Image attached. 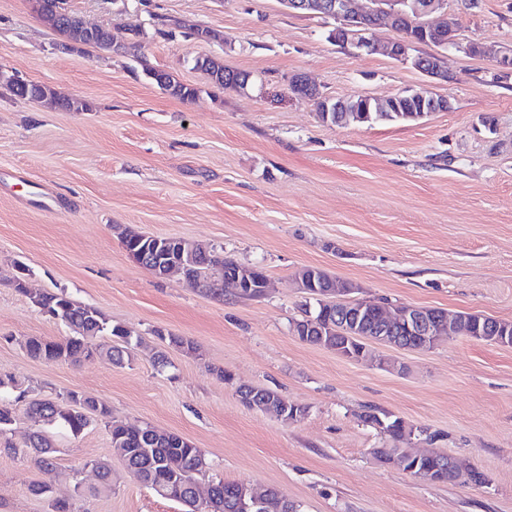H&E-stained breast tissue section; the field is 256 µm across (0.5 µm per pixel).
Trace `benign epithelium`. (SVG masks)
<instances>
[{"label": "benign epithelium", "instance_id": "1", "mask_svg": "<svg viewBox=\"0 0 512 512\" xmlns=\"http://www.w3.org/2000/svg\"><path fill=\"white\" fill-rule=\"evenodd\" d=\"M372 7L358 11L353 7V0H280V3L291 12H313L335 21L329 32V39L336 44L351 50L355 54L372 53L379 46L368 37L372 26L366 20H375V25L387 23L401 33V38L386 47L387 53L394 59L411 62L419 71L431 77H447L441 65H427L426 57L414 56L411 51L417 44H434L440 48H453L469 55H480L482 47L475 42H462L458 37V29L454 14L448 11V0H370ZM296 83L303 93H314L320 102L322 112H417L423 118L433 112L445 111L450 108L446 99H439L422 92H405L384 101L361 96L358 100H341L322 95L307 78H298ZM357 289L352 285L337 290V294L347 297L348 318L354 323L373 305L367 298L353 296ZM376 310L383 314L390 325L405 326L408 331L420 336V348L430 349L441 338H453L456 331L444 329L445 319H432L423 307L399 305L389 310L376 305ZM422 454H415L405 461V472L412 477L424 481L431 480V471L419 467ZM242 512H288L289 503L284 499L262 496L256 489L243 484L237 495Z\"/></svg>", "mask_w": 512, "mask_h": 512}]
</instances>
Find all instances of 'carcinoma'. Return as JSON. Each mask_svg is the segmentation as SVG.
<instances>
[{
  "label": "carcinoma",
  "instance_id": "cac0c4a2",
  "mask_svg": "<svg viewBox=\"0 0 512 512\" xmlns=\"http://www.w3.org/2000/svg\"><path fill=\"white\" fill-rule=\"evenodd\" d=\"M38 15L53 30L66 34L73 39L78 38L77 32L71 27L78 23V15L71 14L70 18L61 21L55 19L53 13L40 11ZM95 46L110 51H118L125 45L114 41L112 30L97 29ZM195 67L203 70L211 82L222 89H235V84L248 73L235 71L224 67V63L214 57L198 58ZM143 72L153 75L152 81L158 87L170 93L171 96L189 100L197 95L198 89L174 80L170 74L144 66ZM6 87L16 96L22 98H41L50 88L30 83L24 88H14L11 84ZM411 112H332L329 124L344 127L348 125H373L381 122H410ZM123 245L127 251L141 252L146 255L143 268L154 271L158 258H169L171 252L177 250V243L172 237L127 234L123 237ZM208 258L198 262H172V267H166L156 273L160 278L171 277L192 278L197 282H205L214 276L224 278L238 271H251V286L242 289L239 296L243 298L260 297V285L266 279V271L259 265H244L227 259L218 250H207ZM302 274L310 283L309 295L316 300L314 310L302 309V314L312 313L318 320L317 328L304 332L298 331L305 342L335 348L338 343L345 341L344 333L348 332L349 324L342 319L347 304L331 300L327 292L335 287L336 278L317 267H306ZM14 288L27 296L30 303L40 311H46L53 319L67 326L71 334L61 340H44L28 338L22 343V348L32 357L59 361L78 362L93 355H104L112 363L121 365L125 361L123 345L131 342L132 334L121 325L112 324L97 309L77 302L67 293L39 292L29 293L20 284ZM458 331L468 332L480 340L494 344L496 337L507 334L512 336V322L498 320L483 315H460ZM239 397L249 407L259 410H273L283 420L297 419L303 416L306 409L288 403V400L278 393L266 388L249 387L238 390ZM27 417L33 422L35 430L29 437L27 447L34 449L36 466L44 473L53 471L52 453L54 452L51 429L61 427L72 436H79L95 423L102 422L108 428L114 454L122 458L130 471H143L155 478L173 482L181 489L183 505L186 512H238L236 490L239 483L226 481L222 478L213 480L211 496L200 501L193 495L192 484L197 477L209 468V463L201 449L194 447L182 437L174 434L157 436L148 427L132 428L129 425L111 417L108 405L102 401L83 397L75 392L57 395L52 398H41L30 401L26 408ZM392 446L379 451L386 461L403 453L400 445L409 442L410 437L402 427H397L387 433ZM90 464L96 467L99 485L88 489L80 488L79 494L86 492L100 494L112 489V467L104 460H92ZM419 466L433 470L435 481L443 484H483L485 476L479 471H473L470 478L461 479L448 466V455L434 453L420 461Z\"/></svg>",
  "mask_w": 512,
  "mask_h": 512
}]
</instances>
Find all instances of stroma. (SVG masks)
I'll return each instance as SVG.
<instances>
[{
    "label": "stroma",
    "instance_id": "stroma-1",
    "mask_svg": "<svg viewBox=\"0 0 512 512\" xmlns=\"http://www.w3.org/2000/svg\"><path fill=\"white\" fill-rule=\"evenodd\" d=\"M89 25L138 50L65 49L30 0H0V70L89 103L69 112L0 86V377L28 399L76 392L114 418L177 434L205 451L228 481L276 488L302 512H512V347L458 337L428 350L373 344L389 368L345 359L291 331L306 295L296 273L318 267L389 302L512 321V74L494 78L493 54L512 47V0L449 8L459 35L485 55L448 52L447 80L382 54L353 55L328 38L332 20L280 0H67ZM210 29L217 40L192 39ZM251 74L246 92L211 84L196 58ZM198 87L179 100L143 66ZM333 98L425 91L450 109L413 123L323 124L293 76ZM174 236L263 266L258 299L161 280L133 263L123 229ZM37 291H66L138 337L124 365L29 356L30 337L68 330L10 280L17 266ZM194 352L168 346L165 335ZM165 352L167 366L154 357ZM231 373L220 381L215 371ZM276 391L306 407L283 421L245 406L237 389ZM375 408L427 429L413 450L449 454L487 477L482 485L417 480L375 451L387 436L363 423ZM18 415L0 446V512H50L23 446ZM53 496L71 512H182L138 484L96 424L59 431ZM112 463V489L75 495Z\"/></svg>",
    "mask_w": 512,
    "mask_h": 512
}]
</instances>
